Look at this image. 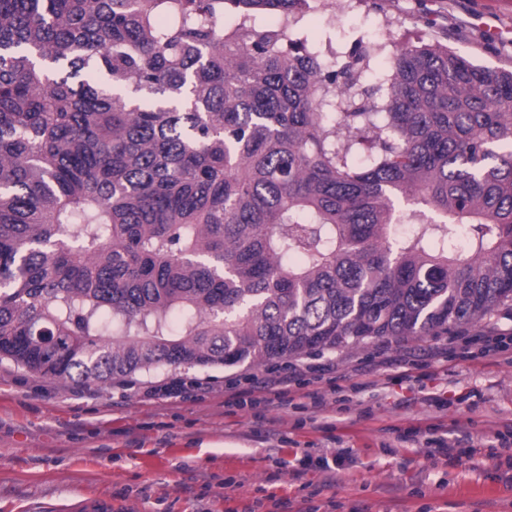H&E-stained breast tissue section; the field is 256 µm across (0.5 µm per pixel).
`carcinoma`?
Returning a JSON list of instances; mask_svg holds the SVG:
<instances>
[{
    "instance_id": "carcinoma-1",
    "label": "carcinoma",
    "mask_w": 512,
    "mask_h": 512,
    "mask_svg": "<svg viewBox=\"0 0 512 512\" xmlns=\"http://www.w3.org/2000/svg\"><path fill=\"white\" fill-rule=\"evenodd\" d=\"M310 9L0 0V360L259 367L512 304V71L407 43L379 96V45L325 66Z\"/></svg>"
}]
</instances>
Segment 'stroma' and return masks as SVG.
Segmentation results:
<instances>
[{"label": "stroma", "instance_id": "1", "mask_svg": "<svg viewBox=\"0 0 512 512\" xmlns=\"http://www.w3.org/2000/svg\"><path fill=\"white\" fill-rule=\"evenodd\" d=\"M342 9L314 0L297 29L313 50L344 56L358 40L383 49L364 74L390 73L398 44L437 40L475 64L512 69V0H375ZM471 357L457 336L373 340L295 359L327 395L325 412L227 406L266 368L162 366L122 383L84 386L0 362V512H56L92 495L116 512H512L496 463L429 467L427 440L496 444L512 426V349ZM447 391L451 402L427 403ZM418 430L416 440L400 433ZM396 446L393 454L383 445ZM351 449L356 466L294 476L297 455Z\"/></svg>", "mask_w": 512, "mask_h": 512}]
</instances>
